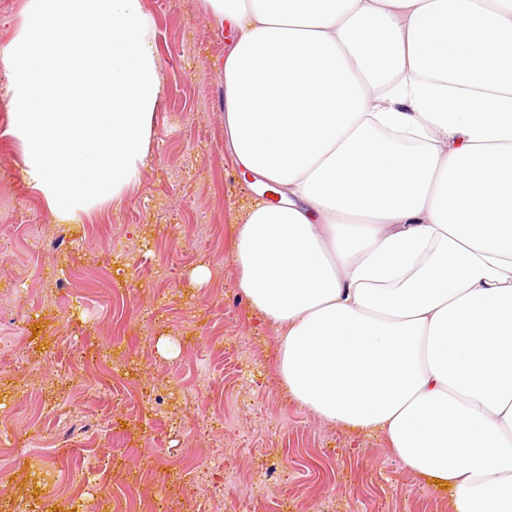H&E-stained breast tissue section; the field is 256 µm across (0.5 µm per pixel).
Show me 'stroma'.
<instances>
[{
	"label": "stroma",
	"instance_id": "1",
	"mask_svg": "<svg viewBox=\"0 0 512 512\" xmlns=\"http://www.w3.org/2000/svg\"><path fill=\"white\" fill-rule=\"evenodd\" d=\"M163 89L121 199L51 214L0 79V512H455L385 437L282 389L232 249L258 191L224 148L206 0H141ZM29 0H0V59Z\"/></svg>",
	"mask_w": 512,
	"mask_h": 512
}]
</instances>
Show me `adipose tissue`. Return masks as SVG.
Listing matches in <instances>:
<instances>
[{
	"label": "adipose tissue",
	"instance_id": "ef3b65f1",
	"mask_svg": "<svg viewBox=\"0 0 512 512\" xmlns=\"http://www.w3.org/2000/svg\"><path fill=\"white\" fill-rule=\"evenodd\" d=\"M281 385L512 512V0H208Z\"/></svg>",
	"mask_w": 512,
	"mask_h": 512
}]
</instances>
